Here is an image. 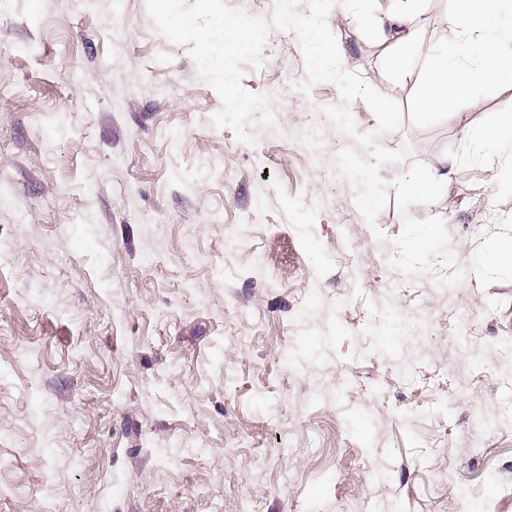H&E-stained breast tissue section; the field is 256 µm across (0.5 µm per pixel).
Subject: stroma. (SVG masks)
<instances>
[{"mask_svg":"<svg viewBox=\"0 0 512 512\" xmlns=\"http://www.w3.org/2000/svg\"><path fill=\"white\" fill-rule=\"evenodd\" d=\"M358 73L402 106L381 146L457 159L441 217L467 275L388 263L353 146L294 33L243 86L276 125L250 146L145 0H0V512H512V282L468 268L512 216V161L418 119L414 93L335 5ZM512 69L474 92L482 122Z\"/></svg>","mask_w":512,"mask_h":512,"instance_id":"35a3bbf8","label":"stroma"}]
</instances>
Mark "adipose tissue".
I'll return each mask as SVG.
<instances>
[{
  "label": "adipose tissue",
  "mask_w": 512,
  "mask_h": 512,
  "mask_svg": "<svg viewBox=\"0 0 512 512\" xmlns=\"http://www.w3.org/2000/svg\"><path fill=\"white\" fill-rule=\"evenodd\" d=\"M420 2L386 0L375 41L387 74L415 88L418 115L444 118L481 141L512 151L511 102L484 126L476 125L467 110L473 91L496 82L501 66L512 62V0H448L455 36L431 48L420 38ZM455 169V157L442 155L431 166L411 172L403 190L411 196L447 194Z\"/></svg>",
  "instance_id": "obj_1"
}]
</instances>
